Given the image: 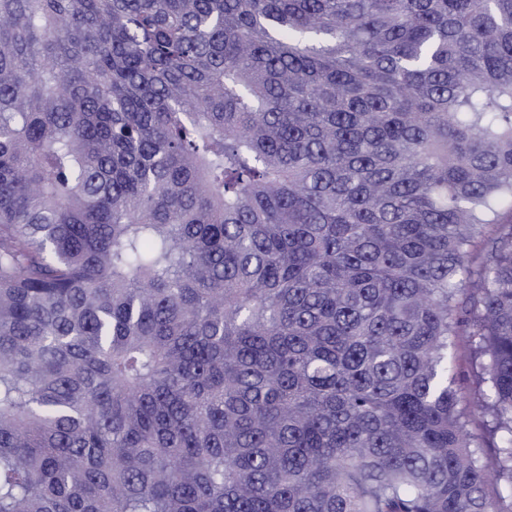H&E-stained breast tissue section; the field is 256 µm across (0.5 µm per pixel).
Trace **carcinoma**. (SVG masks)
I'll list each match as a JSON object with an SVG mask.
<instances>
[{"label": "carcinoma", "instance_id": "1", "mask_svg": "<svg viewBox=\"0 0 512 512\" xmlns=\"http://www.w3.org/2000/svg\"><path fill=\"white\" fill-rule=\"evenodd\" d=\"M507 499L512 0H0V512ZM472 357V346L469 336H466L465 334L458 336L456 346L453 351L452 363L458 388L465 401L471 400L475 390V380L472 371Z\"/></svg>", "mask_w": 512, "mask_h": 512}]
</instances>
